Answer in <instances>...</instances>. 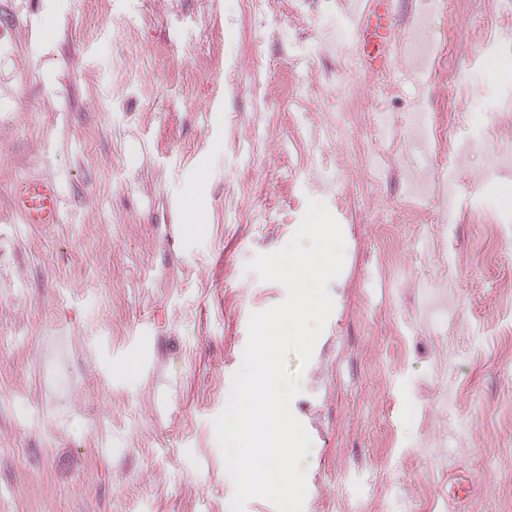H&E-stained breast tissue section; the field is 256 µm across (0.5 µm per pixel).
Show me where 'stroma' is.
<instances>
[{
    "instance_id": "35a3bbf8",
    "label": "stroma",
    "mask_w": 512,
    "mask_h": 512,
    "mask_svg": "<svg viewBox=\"0 0 512 512\" xmlns=\"http://www.w3.org/2000/svg\"><path fill=\"white\" fill-rule=\"evenodd\" d=\"M267 0L257 15L242 0H103L92 39L81 35L84 0H0V245L14 258L0 278V512H228L234 484L214 420L242 366L252 313L286 297L247 263L282 249L314 198L315 161L337 154L336 193L322 200L342 226L345 263L328 284L334 310L291 404L312 448L304 459V512L318 501L344 512H421L414 491L429 468H403L416 447L431 350L399 360L388 326L409 313L407 292L433 272L424 240L403 230L404 268L384 280L368 263L377 214L398 204L400 183L375 193L350 168L354 132L323 140L303 133L312 114L342 110L341 85L318 78L328 65L317 34ZM297 26L290 45L274 39ZM132 64L121 97L113 62ZM293 70L308 102L292 112L281 78ZM462 73L472 124L449 131L473 145L471 168L490 163L483 130L512 98V64L470 45ZM53 180L57 224H27L11 207L14 185ZM512 266V254L501 266ZM501 266H465L451 285L453 316L482 350L495 328L476 324ZM111 313L112 331H99ZM76 338L84 382L102 401L84 416L72 394L68 420L39 418L32 363L52 330ZM470 392L450 429L479 433L512 407V359L464 360ZM389 423L397 443L372 442ZM460 482L480 491L460 512H512V436L493 448L472 441L454 460Z\"/></svg>"
}]
</instances>
